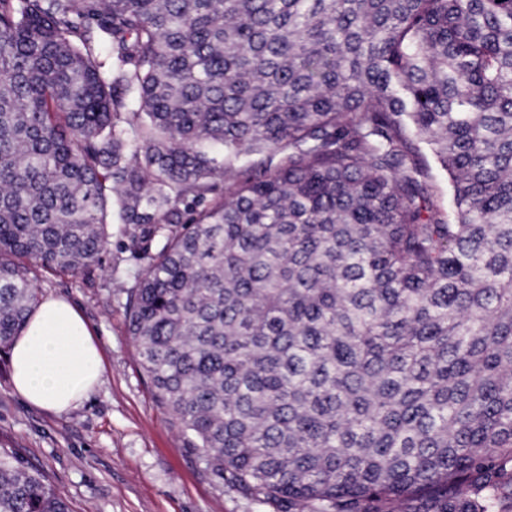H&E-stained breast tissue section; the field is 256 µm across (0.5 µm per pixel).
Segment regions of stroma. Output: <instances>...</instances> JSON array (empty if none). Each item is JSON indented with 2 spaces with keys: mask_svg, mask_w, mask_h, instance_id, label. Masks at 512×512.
I'll return each instance as SVG.
<instances>
[{
  "mask_svg": "<svg viewBox=\"0 0 512 512\" xmlns=\"http://www.w3.org/2000/svg\"><path fill=\"white\" fill-rule=\"evenodd\" d=\"M140 268L114 244L85 275L32 269L39 298L66 297L85 316L105 373L88 400L58 415L16 395L1 361L0 453L45 476L72 512H275L215 488L155 403L125 322V291Z\"/></svg>",
  "mask_w": 512,
  "mask_h": 512,
  "instance_id": "35a3bbf8",
  "label": "stroma"
}]
</instances>
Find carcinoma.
I'll return each mask as SVG.
<instances>
[{"instance_id": "cac0c4a2", "label": "carcinoma", "mask_w": 512, "mask_h": 512, "mask_svg": "<svg viewBox=\"0 0 512 512\" xmlns=\"http://www.w3.org/2000/svg\"><path fill=\"white\" fill-rule=\"evenodd\" d=\"M114 224L216 488L512 512V0H0V352ZM0 512L70 510L1 455ZM420 147L429 168L433 199L441 209L448 211L452 206V184L448 171L440 165L435 156L423 144Z\"/></svg>"}]
</instances>
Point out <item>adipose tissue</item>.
<instances>
[{"label": "adipose tissue", "mask_w": 512, "mask_h": 512, "mask_svg": "<svg viewBox=\"0 0 512 512\" xmlns=\"http://www.w3.org/2000/svg\"><path fill=\"white\" fill-rule=\"evenodd\" d=\"M12 388L30 405L61 414L99 385L104 365L93 332L61 297L38 303L8 355Z\"/></svg>", "instance_id": "1"}]
</instances>
